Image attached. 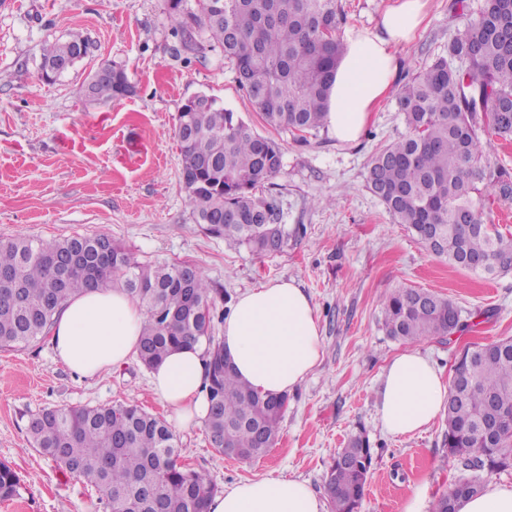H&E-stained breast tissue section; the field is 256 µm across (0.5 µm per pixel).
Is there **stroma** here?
Instances as JSON below:
<instances>
[{
    "label": "stroma",
    "mask_w": 512,
    "mask_h": 512,
    "mask_svg": "<svg viewBox=\"0 0 512 512\" xmlns=\"http://www.w3.org/2000/svg\"><path fill=\"white\" fill-rule=\"evenodd\" d=\"M479 0H428L413 40L398 51L405 84L446 49ZM165 0H0V239L55 241L104 233L142 263L195 265L225 297L268 280L295 282L319 317L323 356L289 392L276 443L262 458L217 453L205 426L177 430L187 466L220 486L257 476H294L323 492L325 474L350 436L366 430L377 453L360 512H403L414 490L435 503L458 478L443 443L444 418L413 436L382 427L377 402L384 369L405 343L382 327V301L397 288L452 298L468 320L451 338L417 342L416 350L451 378L463 347L512 339V274L486 279L450 266L425 249L366 186L377 149L405 125L395 97L372 113L358 142L327 131L299 138L266 126L239 89L214 43L176 56ZM74 36L91 52L55 82L39 70L43 45ZM104 62L121 65L131 95L108 102L80 95ZM196 94L217 99L282 146L280 173L262 185L274 197L288 241L264 255L231 247L196 224L181 176L177 115ZM133 401L165 417L138 361L82 379L58 361L49 337L0 350V462L24 482L0 512H104L93 488L33 448L30 417L46 407L80 408Z\"/></svg>",
    "instance_id": "35a3bbf8"
}]
</instances>
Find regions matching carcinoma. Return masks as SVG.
<instances>
[{
	"label": "carcinoma",
	"mask_w": 512,
	"mask_h": 512,
	"mask_svg": "<svg viewBox=\"0 0 512 512\" xmlns=\"http://www.w3.org/2000/svg\"><path fill=\"white\" fill-rule=\"evenodd\" d=\"M175 53L197 52L202 36L224 49L240 90L262 121L300 137L324 128L336 61L343 50L339 0H167ZM90 52L79 37L42 47L41 77ZM119 79L93 75L85 94L105 101L132 93ZM406 134L374 154L367 187L392 220L423 245L441 237L451 265L483 257L487 277L512 273V234L486 223L492 197L512 198V173L490 159L480 135L512 138V0H482L447 48L398 92ZM176 137L181 172L196 222L208 235L262 254L268 225L278 219L272 197L255 189L281 171L282 150L215 99L185 101ZM0 348H22L46 335L66 302L86 288H122L146 309L138 361L151 369L184 343L208 345L209 413L213 448L238 450L241 460L267 453L288 407V395H263L242 381L211 335L217 309L213 288L181 262L142 264L106 234L45 242L0 240ZM388 336L407 343L450 336L465 326L462 310L431 291L401 288L383 302ZM463 398L445 410L448 460L462 475L435 503V512H457L458 500L480 493L484 476L512 469V424L487 440L468 430L480 420L512 414V340L470 347L455 359ZM34 447L76 479L91 485L106 510L154 512L143 491L153 490L163 512H206L216 494L205 472L179 463L177 436L163 420L133 401L79 409L45 408L28 424ZM361 432L337 452L324 480L333 512H358L375 462ZM21 479L0 462V500L21 496Z\"/></svg>",
	"instance_id": "obj_1"
}]
</instances>
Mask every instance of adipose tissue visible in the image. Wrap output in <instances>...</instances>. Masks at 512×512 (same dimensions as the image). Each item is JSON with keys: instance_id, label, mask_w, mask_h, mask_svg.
<instances>
[{"instance_id": "obj_1", "label": "adipose tissue", "mask_w": 512, "mask_h": 512, "mask_svg": "<svg viewBox=\"0 0 512 512\" xmlns=\"http://www.w3.org/2000/svg\"><path fill=\"white\" fill-rule=\"evenodd\" d=\"M426 2L393 0L374 28L347 30L328 98L326 129L336 141L361 138L397 78V51L420 25ZM145 319L144 307L123 289L89 288L64 306L51 328V344L58 360L91 379L129 362ZM221 339L236 374L264 395L293 391L323 355L316 310L291 281H267L238 296ZM148 386L178 427L201 425L209 408L204 344L191 342L170 353L150 370ZM447 399L441 371L409 349L385 369L378 414L389 434L409 436L425 431ZM207 512H324V498L300 479L267 475L225 487Z\"/></svg>"}]
</instances>
